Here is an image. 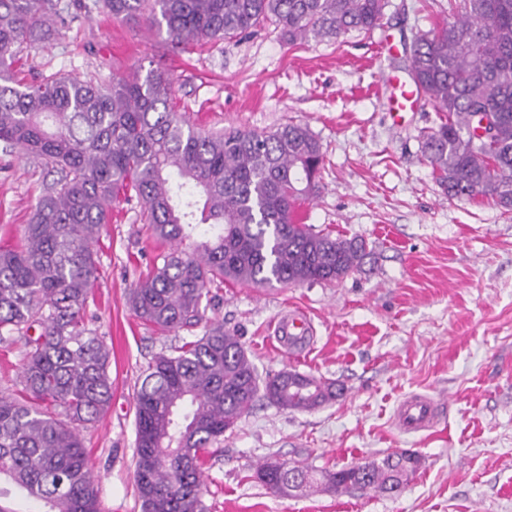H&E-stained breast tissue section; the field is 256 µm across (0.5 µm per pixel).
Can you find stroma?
I'll return each mask as SVG.
<instances>
[{
	"instance_id": "1",
	"label": "stroma",
	"mask_w": 512,
	"mask_h": 512,
	"mask_svg": "<svg viewBox=\"0 0 512 512\" xmlns=\"http://www.w3.org/2000/svg\"><path fill=\"white\" fill-rule=\"evenodd\" d=\"M448 0H389L373 32L288 43L273 25L204 50L172 48L142 20L92 14L49 41L25 45L27 80L79 79L161 67L175 79L172 106L200 130L310 127L326 155L302 223L359 237L361 271L335 283L219 289L201 324L161 332L129 296L165 247L138 201L119 200L94 245L98 278L85 309L110 352L109 410L83 431L104 512H141L135 470V384L158 352L222 323L259 373L296 371L342 387L312 411L257 400L207 456V512H512V210L443 194L421 153L438 121L430 108L390 114L387 78L404 74L419 32L450 18ZM389 36L393 49L379 47ZM30 157L0 154V244L16 240L56 181ZM304 311L313 328L285 349L273 325ZM438 404L432 431L395 420L409 395ZM409 450L421 465L396 493H271L255 477L269 458L338 470Z\"/></svg>"
}]
</instances>
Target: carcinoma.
<instances>
[{
    "label": "carcinoma",
    "mask_w": 512,
    "mask_h": 512,
    "mask_svg": "<svg viewBox=\"0 0 512 512\" xmlns=\"http://www.w3.org/2000/svg\"><path fill=\"white\" fill-rule=\"evenodd\" d=\"M387 0H0V144L60 173L22 236L0 246V343L23 342L22 389L0 395V512L12 497L43 512H101L81 429L112 398L110 350L83 312L98 276L93 245L112 203L136 197L152 237L169 245L130 295L161 331L203 320L211 289L331 283L358 270L366 243L314 231L295 211L319 190L322 145L308 125L206 133L170 109L174 81L160 69L85 81L16 77L20 47L45 41L81 14L143 17L175 46L233 40L267 23L293 44L378 27ZM409 76L439 123L421 152L451 197L512 209V0H462L460 12L410 48ZM208 225L209 237L185 245ZM135 393L136 488L142 512H205L203 465L258 396L315 410L342 388L288 372L262 377L239 336L208 328L160 352ZM419 456L391 453L337 471L278 459L255 477L275 494L373 489L394 493Z\"/></svg>",
    "instance_id": "1"
}]
</instances>
